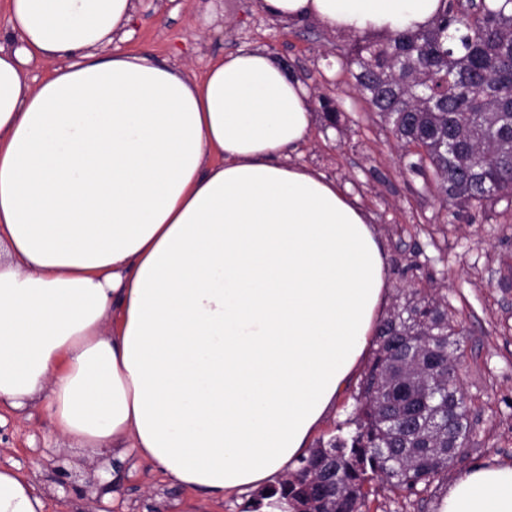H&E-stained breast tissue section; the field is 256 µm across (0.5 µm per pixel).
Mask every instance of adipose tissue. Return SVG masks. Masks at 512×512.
Listing matches in <instances>:
<instances>
[{"label":"adipose tissue","mask_w":512,"mask_h":512,"mask_svg":"<svg viewBox=\"0 0 512 512\" xmlns=\"http://www.w3.org/2000/svg\"><path fill=\"white\" fill-rule=\"evenodd\" d=\"M351 35L416 31L441 0H259ZM136 0H8L0 34V405L138 453L209 498L268 489L311 439L384 316L371 215L293 162L315 122L267 52L195 82L98 50ZM50 65L32 84L30 65ZM0 468V512H46ZM437 512H512V464H475Z\"/></svg>","instance_id":"obj_1"}]
</instances>
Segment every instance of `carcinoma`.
<instances>
[{"mask_svg": "<svg viewBox=\"0 0 512 512\" xmlns=\"http://www.w3.org/2000/svg\"><path fill=\"white\" fill-rule=\"evenodd\" d=\"M427 29L348 37V69L361 97L404 147L429 162L446 202L470 206L512 186V0L485 4L459 20L452 0ZM460 333L442 304L415 290L381 322L370 364L357 383L355 429L331 437L299 459L278 485L252 498L245 512L279 496L293 512H362L372 481L419 496L463 455L469 407L456 376ZM436 425L456 436L419 440Z\"/></svg>", "mask_w": 512, "mask_h": 512, "instance_id": "carcinoma-1", "label": "carcinoma"}]
</instances>
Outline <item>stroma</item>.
Returning a JSON list of instances; mask_svg holds the SVG:
<instances>
[{
	"instance_id": "1",
	"label": "stroma",
	"mask_w": 512,
	"mask_h": 512,
	"mask_svg": "<svg viewBox=\"0 0 512 512\" xmlns=\"http://www.w3.org/2000/svg\"><path fill=\"white\" fill-rule=\"evenodd\" d=\"M210 17L219 31H207ZM346 47V37L322 26L267 17L258 0H140L129 33L103 52H147L199 81L211 61L260 49L306 86L317 116L294 161L335 181L371 214L386 248L389 306L426 289L447 298L461 331L472 437L449 479L478 462H512V196L446 205L431 176L409 170L388 125L340 67ZM326 99L339 111L338 127L319 114ZM0 465L30 483L48 512H241L248 500L206 498L130 450L101 453L64 441L41 403L24 416L0 409ZM447 489L437 482L409 497L378 483L363 512H436Z\"/></svg>"
}]
</instances>
